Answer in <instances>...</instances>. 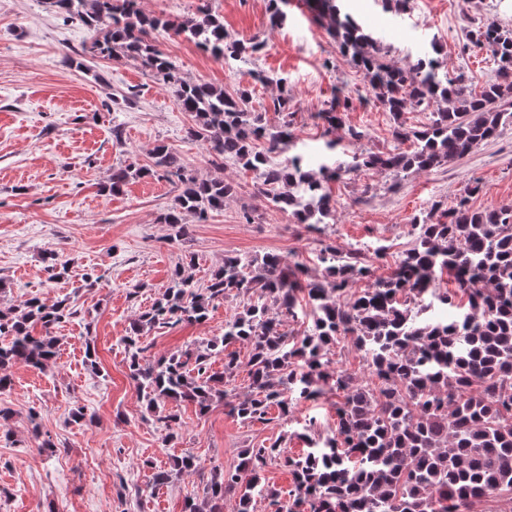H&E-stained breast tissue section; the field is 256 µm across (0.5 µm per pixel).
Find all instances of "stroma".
<instances>
[{"label": "stroma", "mask_w": 512, "mask_h": 512, "mask_svg": "<svg viewBox=\"0 0 512 512\" xmlns=\"http://www.w3.org/2000/svg\"><path fill=\"white\" fill-rule=\"evenodd\" d=\"M202 5L232 37L262 41L264 48L252 66L231 72L193 42L153 33L154 44L185 79L230 94L249 88L252 108L275 125L280 117L270 103L282 89L272 80L286 78L291 150L305 155L313 169L341 157L327 150L316 117L338 90L351 100L345 124L366 134L361 148L396 147L391 116L304 0H293L278 26L271 23L269 0L140 3L145 12L170 19L194 16ZM351 5L382 36L389 61L411 65L434 43L442 69L463 74L476 88L493 76L495 64L486 49L468 40L467 30L492 19L512 24V0H411L400 16L384 11L381 0ZM91 41V31L56 16L41 0H0V310L37 296L49 304L68 299L76 311L54 329V361L41 369L17 364L7 370L11 386L0 391V408L10 411L0 418V512H45L50 504L56 512H184L187 499L202 497L212 467L235 468L244 449L278 438L285 454H304L310 437L335 429L337 396L293 404L285 419L273 411L266 422H244L228 409L249 391L242 369L230 381L225 402L206 413L182 403L178 436L166 441L157 413L147 409L129 377L122 338L174 269L187 267L199 286L225 255L248 261L275 252L315 271L323 245L333 243L344 252L360 251L377 274H388L411 245L413 216L441 219L463 199L474 209L512 200V125L466 157L429 172L343 175L330 185L334 215L315 231L269 203L253 174L230 162L212 165L205 145L185 136L188 113L140 61L91 56ZM258 71L270 83L257 82ZM116 127L122 131L118 140L112 135ZM161 142L176 148L198 176L235 184L222 211L203 221L187 216L188 233L177 241L158 221L175 184L144 177L118 194L101 190L113 169L149 165ZM246 211L252 215L248 224L241 219ZM50 253L67 267L61 278L49 277ZM89 271L98 282H85ZM243 305V299L229 298L214 304L204 322L144 333L146 358L154 362L223 336L225 323ZM89 339L96 349L92 365L85 361ZM79 407L86 418L76 422L71 414ZM38 433L51 440L52 449L37 448ZM189 452L201 458L200 469L153 487L152 465Z\"/></svg>", "instance_id": "35a3bbf8"}]
</instances>
